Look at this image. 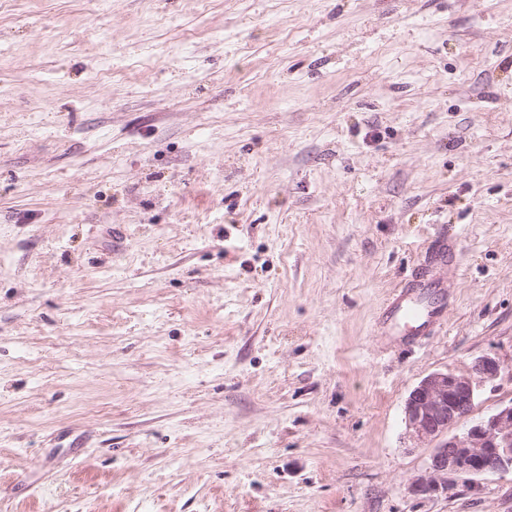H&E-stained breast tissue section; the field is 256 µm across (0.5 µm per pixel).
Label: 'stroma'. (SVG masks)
Instances as JSON below:
<instances>
[{"mask_svg": "<svg viewBox=\"0 0 512 512\" xmlns=\"http://www.w3.org/2000/svg\"><path fill=\"white\" fill-rule=\"evenodd\" d=\"M445 323L380 335L425 242ZM512 402V0L0 10V512H512L428 498V374Z\"/></svg>", "mask_w": 512, "mask_h": 512, "instance_id": "obj_1", "label": "stroma"}]
</instances>
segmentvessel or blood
Segmentation results:
<instances>
[{
    "label": "vessel or blood",
    "mask_w": 512,
    "mask_h": 512,
    "mask_svg": "<svg viewBox=\"0 0 512 512\" xmlns=\"http://www.w3.org/2000/svg\"><path fill=\"white\" fill-rule=\"evenodd\" d=\"M427 252L428 263L402 285L384 310L383 325L390 335L424 334L440 317V309L429 301L428 291L440 285L435 272L448 262V245L438 236L429 242Z\"/></svg>",
    "instance_id": "vessel-or-blood-1"
}]
</instances>
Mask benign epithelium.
Returning a JSON list of instances; mask_svg holds the SVG:
<instances>
[{
  "mask_svg": "<svg viewBox=\"0 0 512 512\" xmlns=\"http://www.w3.org/2000/svg\"><path fill=\"white\" fill-rule=\"evenodd\" d=\"M502 370L498 359L480 356L466 374L433 372L411 390L404 409L411 435L422 443L438 441L425 473L410 484L412 494L446 492L460 476L512 472V403L458 429L473 412L480 384L496 380Z\"/></svg>",
  "mask_w": 512,
  "mask_h": 512,
  "instance_id": "benign-epithelium-1",
  "label": "benign epithelium"
}]
</instances>
